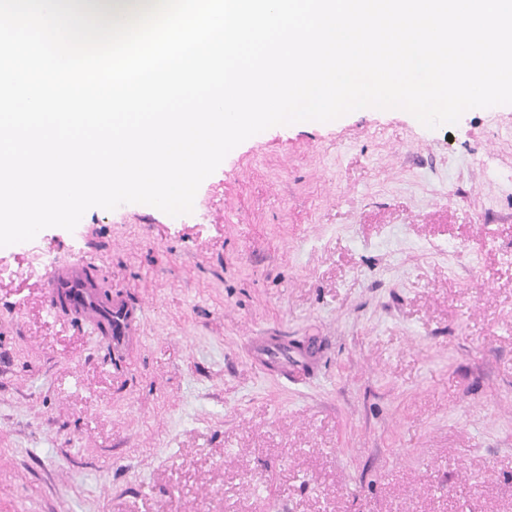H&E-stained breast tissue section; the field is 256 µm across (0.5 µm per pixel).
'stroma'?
I'll return each instance as SVG.
<instances>
[{"label": "stroma", "instance_id": "1", "mask_svg": "<svg viewBox=\"0 0 512 512\" xmlns=\"http://www.w3.org/2000/svg\"><path fill=\"white\" fill-rule=\"evenodd\" d=\"M76 259L143 307L123 359L46 300ZM0 512H512V105L274 126L192 213L0 247ZM252 355L262 366H276L287 379H304L312 369L308 354L288 359V340L283 336H255Z\"/></svg>", "mask_w": 512, "mask_h": 512}]
</instances>
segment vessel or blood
I'll list each match as a JSON object with an SVG mask.
<instances>
[{"mask_svg": "<svg viewBox=\"0 0 512 512\" xmlns=\"http://www.w3.org/2000/svg\"><path fill=\"white\" fill-rule=\"evenodd\" d=\"M50 305L102 336L114 354H123L140 337L143 309L125 296L106 291L98 268L72 260L53 268L47 279ZM252 355L263 366H276L284 376L303 379L311 370L309 355L289 357L288 341L281 336H257Z\"/></svg>", "mask_w": 512, "mask_h": 512, "instance_id": "b4317fda", "label": "vessel or blood"}]
</instances>
